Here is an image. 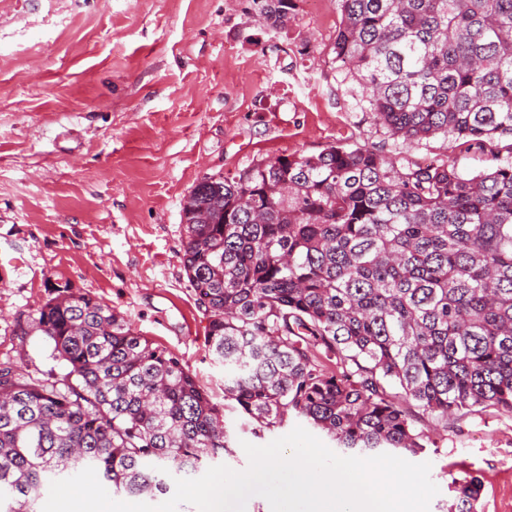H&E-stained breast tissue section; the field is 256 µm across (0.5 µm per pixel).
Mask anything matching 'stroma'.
Returning a JSON list of instances; mask_svg holds the SVG:
<instances>
[{"mask_svg":"<svg viewBox=\"0 0 512 512\" xmlns=\"http://www.w3.org/2000/svg\"><path fill=\"white\" fill-rule=\"evenodd\" d=\"M259 0H0V362L58 377L65 364L31 324L63 291L91 295L178 354L213 402L224 368L183 266L182 204L204 176L231 177L280 155L369 146L406 163L450 157L474 175L486 151L443 137L392 138L355 77L337 67L339 0H292L279 28ZM224 418V465L245 470L299 425L254 435ZM430 431L416 463L449 512L452 479L479 476L477 512H512V418Z\"/></svg>","mask_w":512,"mask_h":512,"instance_id":"obj_1","label":"stroma"}]
</instances>
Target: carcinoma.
<instances>
[{"label": "carcinoma", "mask_w": 512, "mask_h": 512, "mask_svg": "<svg viewBox=\"0 0 512 512\" xmlns=\"http://www.w3.org/2000/svg\"><path fill=\"white\" fill-rule=\"evenodd\" d=\"M336 62L391 136L484 149L512 137V0H339ZM291 0H262L278 27ZM464 175L367 146L204 177L182 206L184 269L224 366V400L259 434L300 417L346 453L423 451L434 426L512 417V143ZM67 372L0 363V512L92 467L117 494L224 455V410L183 359L88 294L31 318ZM475 512L482 481H454Z\"/></svg>", "instance_id": "cac0c4a2"}]
</instances>
